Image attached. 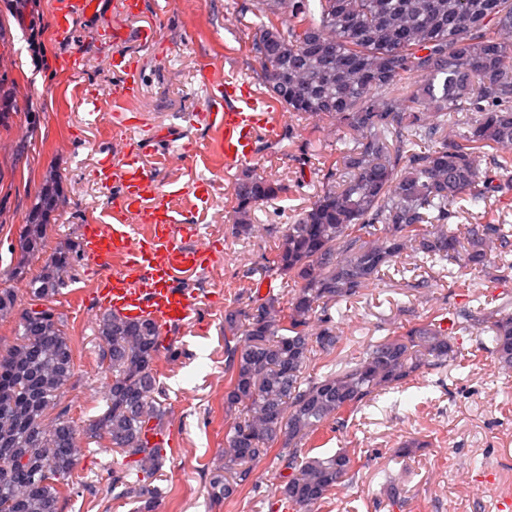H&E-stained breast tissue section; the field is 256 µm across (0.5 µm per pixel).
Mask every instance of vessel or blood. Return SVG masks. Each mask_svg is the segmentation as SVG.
Returning a JSON list of instances; mask_svg holds the SVG:
<instances>
[{"mask_svg":"<svg viewBox=\"0 0 512 512\" xmlns=\"http://www.w3.org/2000/svg\"><path fill=\"white\" fill-rule=\"evenodd\" d=\"M95 4L96 0H62L55 13L57 32L67 34L72 17L91 13ZM109 64L117 79L106 88V96L116 101L135 98L143 82L137 60L116 50ZM198 117L209 123L223 120L221 151L233 163L250 160L255 137L275 131L268 120L266 99L252 93L225 110L219 109L215 96H208ZM99 183L102 190L113 193V212L129 218L125 224L84 228L82 249L98 268L102 305L127 317L152 318L165 331L183 325L192 314V303L176 278L181 271H198L202 246L179 241L181 227L172 199L159 189L138 152L124 151L121 162L102 165ZM114 259L129 264V271L112 269Z\"/></svg>","mask_w":512,"mask_h":512,"instance_id":"vessel-or-blood-1","label":"vessel or blood"}]
</instances>
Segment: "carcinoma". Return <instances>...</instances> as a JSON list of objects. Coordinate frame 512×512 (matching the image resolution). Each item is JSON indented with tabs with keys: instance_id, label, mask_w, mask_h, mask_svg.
I'll list each match as a JSON object with an SVG mask.
<instances>
[{
	"instance_id": "carcinoma-1",
	"label": "carcinoma",
	"mask_w": 512,
	"mask_h": 512,
	"mask_svg": "<svg viewBox=\"0 0 512 512\" xmlns=\"http://www.w3.org/2000/svg\"><path fill=\"white\" fill-rule=\"evenodd\" d=\"M252 51L262 84L282 109L328 122L343 134L314 200L281 231L272 270L292 283L287 302L251 283L244 309L224 312L235 344L224 348V405L240 416L225 433L224 467L211 495L230 499L250 485L252 466L275 455L287 472L279 485L293 512H319L331 492L355 476L340 449L310 456L305 445L330 424L340 431L377 397L430 370L461 366L457 332L480 331L487 352L512 372V310L464 304L452 318L436 311L396 326L359 358L319 377L310 365L340 342L332 308L354 300L392 269L448 270L456 288H475L468 273L489 266L512 273V224H453L464 206L512 188V0H255ZM409 82L407 92L398 84ZM456 129L448 139V128ZM286 185L251 170L233 187L232 233L250 238L253 213ZM65 198L49 175L19 237L25 262L40 258L51 214ZM409 256L412 267L404 265ZM80 257L59 244L27 281L28 306L0 289V320L17 318V341L0 353V454L17 458L0 475V512H58L79 484V432L63 404L74 376V347L54 296ZM97 336L112 369L106 409L90 424L123 457L112 491L154 512L151 481L161 448L148 432L164 416L156 359L161 333L150 318L101 315Z\"/></svg>"
}]
</instances>
